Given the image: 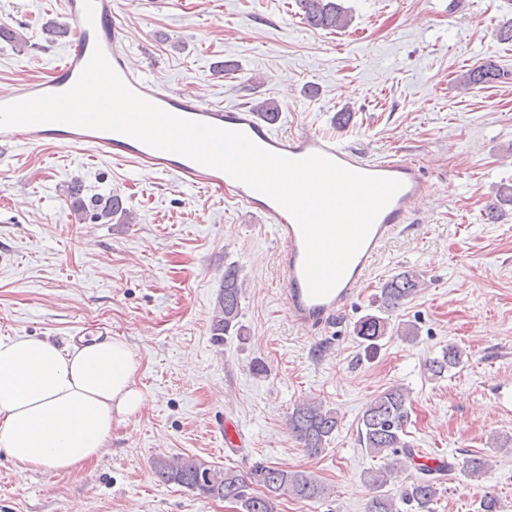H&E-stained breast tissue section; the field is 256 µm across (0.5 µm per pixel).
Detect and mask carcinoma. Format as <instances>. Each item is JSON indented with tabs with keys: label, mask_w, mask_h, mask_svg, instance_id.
Returning <instances> with one entry per match:
<instances>
[{
	"label": "carcinoma",
	"mask_w": 512,
	"mask_h": 512,
	"mask_svg": "<svg viewBox=\"0 0 512 512\" xmlns=\"http://www.w3.org/2000/svg\"><path fill=\"white\" fill-rule=\"evenodd\" d=\"M303 20L315 30H335L345 27L349 14L337 0H298ZM500 70L492 63L474 67L462 75L465 85H483L496 80ZM67 197L74 213L106 224L116 218L122 223L133 220L131 211L124 207L117 195L88 198L82 185L67 187ZM423 286L422 274L403 270L389 279L377 297V313L367 314L355 325V335L365 349L373 351L387 335L390 322L387 315L404 301L414 297ZM243 281L236 266L224 267V285L217 299L211 332L218 342L226 336L242 333L241 296ZM464 352L455 345L442 349L441 356L428 364L429 372L442 376L462 364ZM409 393L402 386H394L375 397L360 418L359 441L373 456H399L407 462L414 458L416 449L408 440L407 427L411 422ZM338 426V413L323 402L311 399L296 405L288 415V429L310 455L318 454ZM492 463L484 455H473L462 463V473L479 476L488 472ZM153 472L159 481L175 484L205 499L222 500L235 504L238 512H278L279 498L287 495L297 501L317 503L324 499L326 488L305 471L288 470L257 464L247 473L224 467L195 456L177 459L160 457L153 462ZM395 475L394 468L384 464L366 472L365 482L372 491L366 512H403V504L411 512H432V504L439 495L442 475L424 468L411 477L401 491L400 499L384 493Z\"/></svg>",
	"instance_id": "carcinoma-1"
}]
</instances>
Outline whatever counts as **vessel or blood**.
I'll return each mask as SVG.
<instances>
[{"label":"vessel or blood","mask_w":512,"mask_h":512,"mask_svg":"<svg viewBox=\"0 0 512 512\" xmlns=\"http://www.w3.org/2000/svg\"><path fill=\"white\" fill-rule=\"evenodd\" d=\"M61 9L74 30L69 50L50 77L1 91L0 105L67 90L77 80L94 47L99 45L131 89L177 116L242 131L259 146L290 158L322 153L350 170L401 181V189L377 216L342 279L328 296L314 299L308 294L303 275L301 231L293 217L268 196L254 190L241 191L238 181L219 170L153 149L118 133L58 123L0 127V154L11 147L66 140L103 155L159 165L167 173L193 180L210 190L238 192L240 201L262 218L264 229L279 245L277 264L289 320L306 331L335 327L352 301L362 294L383 245L399 228L411 223L414 203L427 189L423 165L398 151L371 156L328 133L311 130L285 133L274 122L244 106L209 104L189 91L172 95L163 85L146 78L125 52L112 0H61Z\"/></svg>","instance_id":"b4317fda"}]
</instances>
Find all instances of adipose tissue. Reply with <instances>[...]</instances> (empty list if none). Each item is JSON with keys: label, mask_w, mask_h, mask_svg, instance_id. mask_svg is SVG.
<instances>
[{"label": "adipose tissue", "mask_w": 512, "mask_h": 512, "mask_svg": "<svg viewBox=\"0 0 512 512\" xmlns=\"http://www.w3.org/2000/svg\"><path fill=\"white\" fill-rule=\"evenodd\" d=\"M138 367L117 339L61 348L44 337H0V455L21 473H65L98 460L113 420L147 403Z\"/></svg>", "instance_id": "1"}]
</instances>
